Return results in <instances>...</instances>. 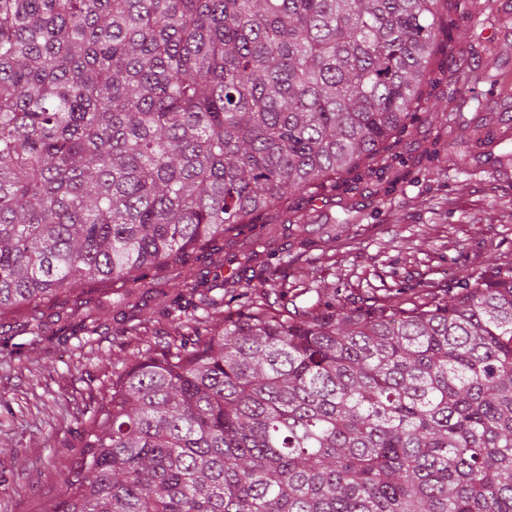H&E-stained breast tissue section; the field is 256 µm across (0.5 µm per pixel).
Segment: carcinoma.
<instances>
[{"mask_svg": "<svg viewBox=\"0 0 512 512\" xmlns=\"http://www.w3.org/2000/svg\"><path fill=\"white\" fill-rule=\"evenodd\" d=\"M449 39L448 0H0V318L34 342L110 283L81 346L133 309L50 512H512V267L291 310L272 247L311 223L288 194L398 145Z\"/></svg>", "mask_w": 512, "mask_h": 512, "instance_id": "1", "label": "carcinoma"}]
</instances>
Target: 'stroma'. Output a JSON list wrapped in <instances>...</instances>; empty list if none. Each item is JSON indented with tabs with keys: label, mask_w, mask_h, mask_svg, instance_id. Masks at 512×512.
<instances>
[{
	"label": "stroma",
	"mask_w": 512,
	"mask_h": 512,
	"mask_svg": "<svg viewBox=\"0 0 512 512\" xmlns=\"http://www.w3.org/2000/svg\"><path fill=\"white\" fill-rule=\"evenodd\" d=\"M452 45L440 46L429 108L386 153L382 169L315 198L289 195L315 212L308 246L288 279L311 282L350 306L423 280L442 288L473 268L512 264V0H449ZM45 304L44 339L20 356L0 354V512H43L59 494L55 466L66 455L88 381L128 352L121 317L97 342H56Z\"/></svg>",
	"instance_id": "35a3bbf8"
}]
</instances>
